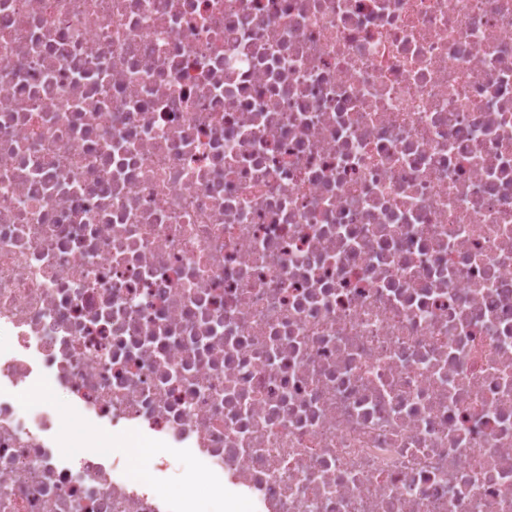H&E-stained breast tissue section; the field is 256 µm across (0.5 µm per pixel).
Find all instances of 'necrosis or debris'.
I'll return each instance as SVG.
<instances>
[{
	"label": "necrosis or debris",
	"mask_w": 512,
	"mask_h": 512,
	"mask_svg": "<svg viewBox=\"0 0 512 512\" xmlns=\"http://www.w3.org/2000/svg\"><path fill=\"white\" fill-rule=\"evenodd\" d=\"M208 500L512 512V0H0V512ZM37 410L52 414L54 419H63L74 431H81L87 426H95L91 418L79 408L70 407L62 395L55 389L48 388L37 404ZM101 429L106 432V436L100 445L102 448H94L93 449L94 453H97L98 455L102 456L106 460H114V459L120 458L125 464L128 463L131 477H132V473H134V475L136 477H143L146 473V468L148 469V473L151 472L152 464H151L150 460L147 459L146 467L144 466V460L149 453L148 451H146L142 448H140V449L135 448L136 461L133 466V457H132L130 444L129 443L116 444L115 442H114V444H112V427L104 426V427H101ZM117 447H121V448H117ZM136 479L140 480L142 478H140V479L136 478ZM169 463L166 479L171 492L176 493L182 482L195 473L197 465L191 456L182 453L170 455Z\"/></svg>",
	"instance_id": "4bbe7bcc"
}]
</instances>
